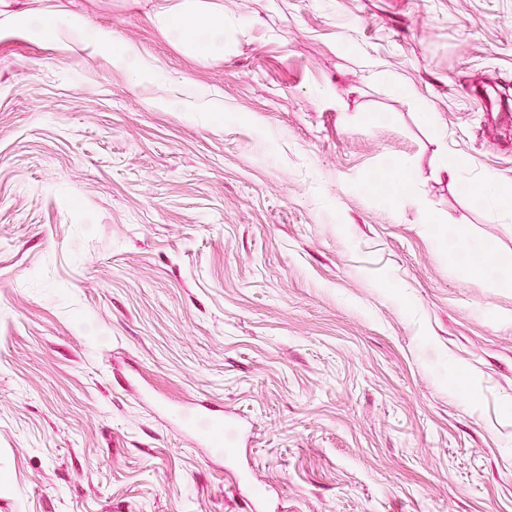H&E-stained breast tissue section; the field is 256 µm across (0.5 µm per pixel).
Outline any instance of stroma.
I'll list each match as a JSON object with an SVG mask.
<instances>
[{
	"instance_id": "1",
	"label": "stroma",
	"mask_w": 512,
	"mask_h": 512,
	"mask_svg": "<svg viewBox=\"0 0 512 512\" xmlns=\"http://www.w3.org/2000/svg\"><path fill=\"white\" fill-rule=\"evenodd\" d=\"M181 2L0 0V512H512V0ZM164 17L163 29L173 40L182 42L185 19L192 20L195 24L198 39L193 42L196 48L198 44L210 55L224 53V20H216L214 17L204 14H196L191 17L184 15H173L169 13L160 14Z\"/></svg>"
}]
</instances>
